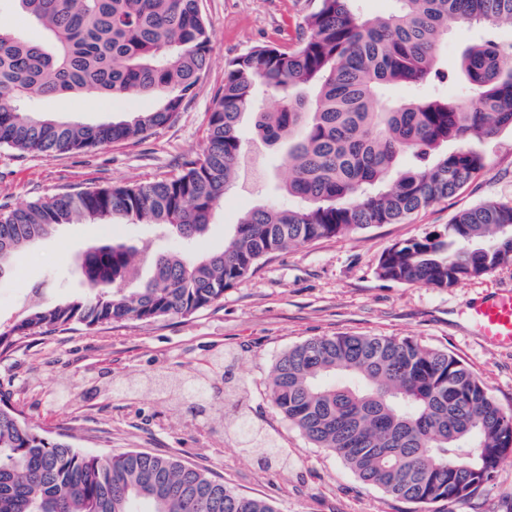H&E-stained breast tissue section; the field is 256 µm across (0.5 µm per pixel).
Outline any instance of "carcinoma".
I'll return each mask as SVG.
<instances>
[{"mask_svg":"<svg viewBox=\"0 0 512 512\" xmlns=\"http://www.w3.org/2000/svg\"><path fill=\"white\" fill-rule=\"evenodd\" d=\"M16 2L45 33L35 42L0 26V144L22 154L88 151L164 128L207 67L213 33L199 0ZM314 2L292 47L257 45L227 63L203 153L177 176L0 206V275L64 224L124 220L198 240L236 182L247 113L257 137L285 151L291 177L282 191L296 204L246 211L220 251H154L144 282L135 248L100 240L75 261L83 293L52 306L35 301L20 319L0 321L1 356L38 329L190 316L274 252L398 224L484 170L481 152L440 147L512 129V44L497 37L512 27V0H395L390 14L375 17L360 13L357 0ZM458 21L483 29L460 56L465 95L389 99L391 88H420L438 74L448 23ZM261 88L274 96L273 108L257 107ZM85 93L153 97L159 107L103 124L21 108ZM406 154L419 164L399 172ZM511 264L512 204L488 201L437 233L392 245L377 274L448 289ZM219 381L229 382L223 356L211 369L184 372L170 391L203 400ZM269 395L315 447L339 456L363 483L413 504L468 500L512 453V413L461 360L411 337L307 339L275 364ZM231 429L244 453L280 452L241 410ZM137 501L151 512H277L173 458L88 454L34 427L0 395V512H137Z\"/></svg>","mask_w":512,"mask_h":512,"instance_id":"obj_1","label":"carcinoma"}]
</instances>
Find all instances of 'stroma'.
<instances>
[{"label": "stroma", "mask_w": 512, "mask_h": 512, "mask_svg": "<svg viewBox=\"0 0 512 512\" xmlns=\"http://www.w3.org/2000/svg\"><path fill=\"white\" fill-rule=\"evenodd\" d=\"M313 0H200L213 30L205 74L177 121L146 138L81 153L19 154L0 145V205L113 183H135L179 174L186 159L202 153L208 116L224 83L226 64L259 44L290 45ZM479 36L474 26L452 24L442 48L440 74L426 86L433 97H456L463 77L461 51ZM150 97L88 95L39 98L31 111L71 123L126 120L154 108ZM486 167L447 201L401 224H384L288 248L265 259L222 299L187 317L73 326L21 339L0 357V392L29 421L63 435L92 455L143 451L172 457L223 479L227 488L267 500L278 512H412L413 506L361 482L336 455L313 447L271 404L268 381L278 359L306 339L343 334L412 337L448 351L476 372L504 410L512 412V348L473 334L469 303L512 288V265L450 289L379 278L382 253L396 242L441 230L459 211L485 201L512 203V129L473 141ZM288 175L280 155L254 163L245 187L230 189L196 244L199 253L223 248L247 210L282 201ZM136 248L154 237L152 227L123 223L67 224L32 243L12 273L0 276V319L21 311L29 288L44 290L52 305L79 293L74 261L104 234ZM237 357L256 423L288 453L284 470H265L239 451L227 425L210 415L175 410L152 389L110 392L117 379L146 383L152 375L178 377L205 367L219 352ZM432 512H512V456L490 487L464 502L432 504Z\"/></svg>", "instance_id": "obj_1"}]
</instances>
